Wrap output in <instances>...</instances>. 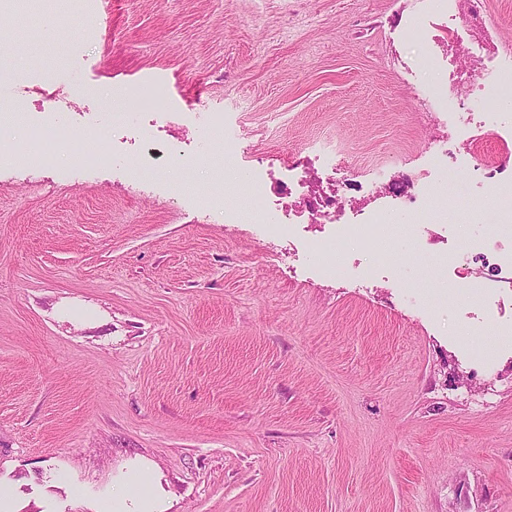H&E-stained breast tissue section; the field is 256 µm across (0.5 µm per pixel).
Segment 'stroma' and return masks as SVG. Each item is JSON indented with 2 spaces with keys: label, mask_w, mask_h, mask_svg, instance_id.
Instances as JSON below:
<instances>
[{
  "label": "stroma",
  "mask_w": 512,
  "mask_h": 512,
  "mask_svg": "<svg viewBox=\"0 0 512 512\" xmlns=\"http://www.w3.org/2000/svg\"><path fill=\"white\" fill-rule=\"evenodd\" d=\"M490 32L438 0H0L11 74L0 107L85 87L91 144L117 160L78 172L59 143L43 165L0 164V512H106L149 488L155 512H512V289L462 305L442 291L412 209L374 280L306 248L320 225L273 238L246 217L206 223L221 143L166 114L207 107L277 177L312 140L343 149L342 194L426 165L446 125L430 99L476 63L512 71V0ZM68 18L54 38L45 14ZM420 20L426 45L408 35ZM436 59L427 64L423 47ZM161 74L163 111L149 92ZM470 148L512 167L497 131L512 95L466 97ZM208 161L171 169L179 153ZM149 156L159 181L132 187ZM432 230L482 236L498 186L463 195L447 171ZM114 154L113 134L109 126L99 125L96 130V138L93 146L87 150H81L78 154L80 167L93 169L105 167L112 163Z\"/></svg>",
  "instance_id": "1"
}]
</instances>
